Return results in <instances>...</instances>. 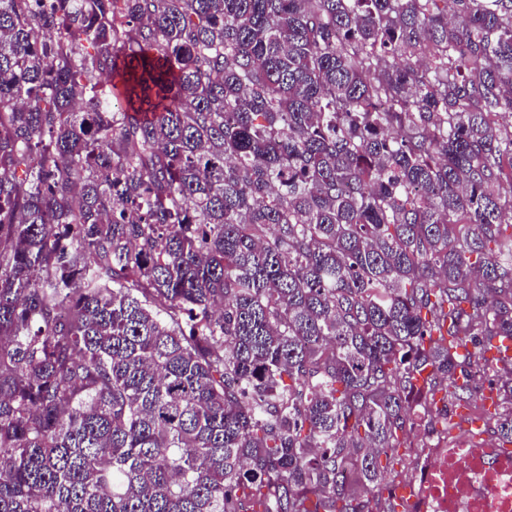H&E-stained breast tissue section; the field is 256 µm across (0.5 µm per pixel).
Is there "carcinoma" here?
Instances as JSON below:
<instances>
[{
	"label": "carcinoma",
	"mask_w": 512,
	"mask_h": 512,
	"mask_svg": "<svg viewBox=\"0 0 512 512\" xmlns=\"http://www.w3.org/2000/svg\"><path fill=\"white\" fill-rule=\"evenodd\" d=\"M505 114L512 0H0V512H398L484 392L511 447Z\"/></svg>",
	"instance_id": "cac0c4a2"
}]
</instances>
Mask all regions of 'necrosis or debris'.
<instances>
[{
	"instance_id": "obj_1",
	"label": "necrosis or debris",
	"mask_w": 512,
	"mask_h": 512,
	"mask_svg": "<svg viewBox=\"0 0 512 512\" xmlns=\"http://www.w3.org/2000/svg\"><path fill=\"white\" fill-rule=\"evenodd\" d=\"M405 512H512V454L482 432L431 439L413 466Z\"/></svg>"
}]
</instances>
